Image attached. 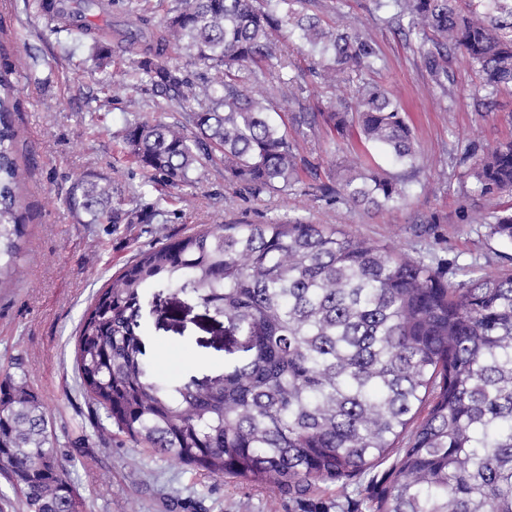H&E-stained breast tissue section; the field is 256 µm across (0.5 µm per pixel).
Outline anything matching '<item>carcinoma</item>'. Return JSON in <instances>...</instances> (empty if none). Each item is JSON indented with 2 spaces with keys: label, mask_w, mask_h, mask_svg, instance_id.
Wrapping results in <instances>:
<instances>
[{
  "label": "carcinoma",
  "mask_w": 512,
  "mask_h": 512,
  "mask_svg": "<svg viewBox=\"0 0 512 512\" xmlns=\"http://www.w3.org/2000/svg\"><path fill=\"white\" fill-rule=\"evenodd\" d=\"M392 18L460 50L482 74L480 105L512 88V0H375ZM144 0L130 9L134 44L147 24ZM304 0H178L160 22L161 50L176 45L216 76L196 82L186 66L147 54L152 89L183 106L205 96L187 123L135 119L122 138L150 181L190 186L191 171L220 158L224 178L252 194L286 192L313 169L293 137L324 125L344 139L388 149L414 168L417 143L399 101L362 76L383 65L374 40L330 30L304 14ZM101 0H42L56 31L92 29ZM299 32L318 76L354 85L311 112L288 114L253 95L250 76L283 79L275 37ZM98 64L112 58V28L94 40ZM11 69L0 72V286L24 275L22 211ZM475 192L512 193V140L469 171ZM96 223L123 212L112 183L77 180ZM410 184L356 158L342 165L339 197L378 209L406 200ZM512 243V212L489 221ZM454 284L422 256L303 219L211 224L139 252L93 298L75 337L74 369L99 439L124 435L154 457L210 477H230L300 499L322 484L347 495L395 456L368 512H512V274L463 267ZM168 292L224 322L228 353L205 382L174 384L145 359L142 319ZM110 421L106 426L101 419ZM60 455L43 396L0 369V477L22 512H88L71 478L85 464V435Z\"/></svg>",
  "instance_id": "cac0c4a2"
}]
</instances>
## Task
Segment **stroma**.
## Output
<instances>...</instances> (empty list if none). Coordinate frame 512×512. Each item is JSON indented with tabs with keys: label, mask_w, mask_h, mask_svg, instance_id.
Returning <instances> with one entry per match:
<instances>
[{
	"label": "stroma",
	"mask_w": 512,
	"mask_h": 512,
	"mask_svg": "<svg viewBox=\"0 0 512 512\" xmlns=\"http://www.w3.org/2000/svg\"><path fill=\"white\" fill-rule=\"evenodd\" d=\"M305 11L323 26L364 31L374 39L385 64L364 79L404 103L419 164L399 168L378 146L370 154L379 170L410 180L405 203L366 210L322 194L321 186H335L340 162L360 148L351 138L329 151L332 135L323 126L298 139L301 154L319 166L315 183L254 196L227 184L217 161L194 170L192 186L159 201L155 184L126 161L119 133L130 119L179 122L185 110L166 106L163 96L140 82V48H113L111 66L98 69L90 43L49 30L39 0H0V64L16 67L13 118L28 224L26 275L0 288V366L19 359V373L49 408L58 451H68L71 435L87 434L92 459L76 467L72 480L90 512H187L192 501L200 502L201 512H366L361 495L340 500L332 486L295 501L140 455L122 435L99 441L74 370L75 331L93 294L138 251L203 224L302 218L390 244L399 253L429 256L447 265L453 283L464 267L512 270V243L491 236L487 226L512 197L479 196L468 175L487 147L512 139V92L498 93L494 111L478 107L479 75L452 51L437 59L447 73L444 93L428 94L433 76L423 58L426 45L400 32L374 0H308ZM447 103L452 111H444ZM79 176L111 182L123 209L156 200L162 213L150 224L93 223L72 202ZM146 334L148 359L184 382L204 379L233 359L202 308L165 294L146 318Z\"/></svg>",
	"instance_id": "1"
}]
</instances>
